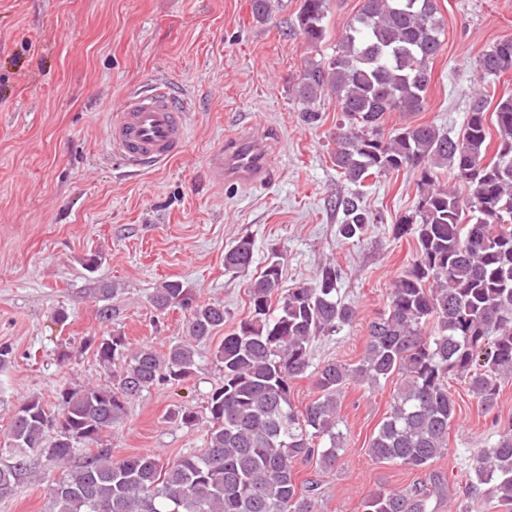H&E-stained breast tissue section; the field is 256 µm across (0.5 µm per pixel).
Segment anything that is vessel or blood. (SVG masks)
Wrapping results in <instances>:
<instances>
[{"instance_id":"b4317fda","label":"vessel or blood","mask_w":512,"mask_h":512,"mask_svg":"<svg viewBox=\"0 0 512 512\" xmlns=\"http://www.w3.org/2000/svg\"><path fill=\"white\" fill-rule=\"evenodd\" d=\"M188 105L168 85L156 84L124 99L108 124L105 148L126 166L142 169L164 164L183 150L188 136ZM209 165L222 180L247 186L268 178L269 157L262 136H234L212 153Z\"/></svg>"}]
</instances>
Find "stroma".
Returning a JSON list of instances; mask_svg holds the SVG:
<instances>
[{"mask_svg":"<svg viewBox=\"0 0 512 512\" xmlns=\"http://www.w3.org/2000/svg\"><path fill=\"white\" fill-rule=\"evenodd\" d=\"M272 4L271 20L261 22L251 0H0V344L14 351L0 371V447L25 398L51 406L60 389L110 382L87 338L120 334L131 347L163 352L185 336V309L151 304L162 282L181 281L195 302L223 305L232 327L248 316L249 285L275 252L286 255V289L313 280L327 258L344 270L339 294L358 316L339 334L316 338L311 352L318 363L361 358L369 323L415 259L414 239L394 238L392 226L411 208L418 176L403 170L370 180L359 191L373 221L360 243L341 241L334 201L358 189L331 161L340 106L334 95L322 96L319 122L306 124L295 84L307 62L335 54L362 0H329L318 44L295 25L302 0ZM438 6L444 46L413 120L455 135L482 81L478 57L512 37V0ZM161 82L192 106L187 145L167 165L133 173L103 147L109 111ZM248 126L273 137L269 180L248 187L210 176L209 155ZM243 237L254 243L253 265L225 269V251ZM93 255L101 262L91 272ZM104 303L112 307L106 323ZM214 348L199 346L185 381L154 385L128 404L124 420L100 439L113 460L153 453L171 463L203 447L207 397L220 380ZM448 384L456 417L448 452L432 465L447 482L438 512L459 496L473 456L494 443L493 418L512 419V378L502 381L491 416L463 380ZM398 386L394 379L372 390L350 384L341 396L335 472L296 464L298 481H321L319 512H361L378 489L425 480L424 472L368 453ZM184 407L196 412L194 425L176 420ZM38 471L35 481L0 496V512H50L47 486L60 470L44 460Z\"/></svg>","mask_w":512,"mask_h":512,"instance_id":"obj_1","label":"stroma"}]
</instances>
